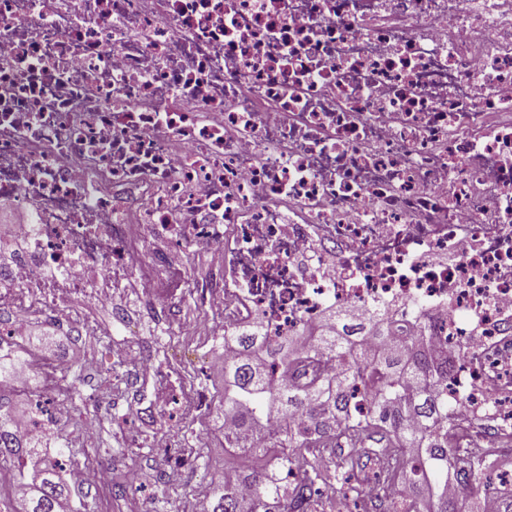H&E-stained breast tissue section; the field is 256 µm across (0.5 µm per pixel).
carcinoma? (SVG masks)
Listing matches in <instances>:
<instances>
[{"label": "carcinoma", "instance_id": "1", "mask_svg": "<svg viewBox=\"0 0 512 512\" xmlns=\"http://www.w3.org/2000/svg\"><path fill=\"white\" fill-rule=\"evenodd\" d=\"M329 326L319 335L288 336L275 345L260 338L257 325L230 337L236 358L224 362V395L216 419L224 443L246 457H264L258 468L241 470L253 486L246 497L239 485L214 479L208 486L207 512H312L320 482L330 492L356 500L359 486L350 470L372 464L383 481L400 478L414 488L397 512H464L467 496L448 497V480L462 490L472 485L493 494L496 512H512V491L486 478L476 449L449 445L453 413L448 404V359L432 354L427 337L413 336L405 350L361 352L356 338L367 330L380 340L388 332L382 312L365 325L353 323L346 306L328 310ZM329 356L336 373L307 390L275 387L278 368L298 357ZM299 412L296 424L289 414ZM17 412L0 395V460L11 463L23 485L24 512H59L70 500L59 478L60 462L39 441L14 438ZM348 448L344 458L325 462L327 449Z\"/></svg>", "mask_w": 512, "mask_h": 512}]
</instances>
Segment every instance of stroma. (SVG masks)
<instances>
[{
	"label": "stroma",
	"mask_w": 512,
	"mask_h": 512,
	"mask_svg": "<svg viewBox=\"0 0 512 512\" xmlns=\"http://www.w3.org/2000/svg\"><path fill=\"white\" fill-rule=\"evenodd\" d=\"M181 273L168 278L169 301L158 317L143 313L141 289L124 297L127 319L112 316L111 304H88L98 323L96 334L82 335L59 326L50 315L33 317L32 326L55 340L41 350L29 338L15 345L22 361L40 352L68 359L79 373L75 392L65 401L71 417L43 441L48 453L64 451L66 462L92 461L103 482L73 489L76 512H190L200 486L222 474L236 455L224 448V435L210 417L182 413L172 394L186 391L217 401L224 389V350L214 344L196 350V338L181 335L179 325L201 315L196 285L206 274L204 259L190 255ZM124 345L148 350L158 367L156 375H141L134 364L115 356ZM111 387H103L104 378ZM95 420L97 439L88 444L79 425ZM139 470L159 475L155 485L132 482Z\"/></svg>",
	"instance_id": "obj_1"
}]
</instances>
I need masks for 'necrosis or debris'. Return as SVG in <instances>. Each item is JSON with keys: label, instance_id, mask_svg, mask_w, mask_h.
<instances>
[{"label": "necrosis or debris", "instance_id": "1", "mask_svg": "<svg viewBox=\"0 0 512 512\" xmlns=\"http://www.w3.org/2000/svg\"><path fill=\"white\" fill-rule=\"evenodd\" d=\"M0 308L209 255V341L387 313L454 366L459 436L512 452V0H0Z\"/></svg>", "mask_w": 512, "mask_h": 512}]
</instances>
